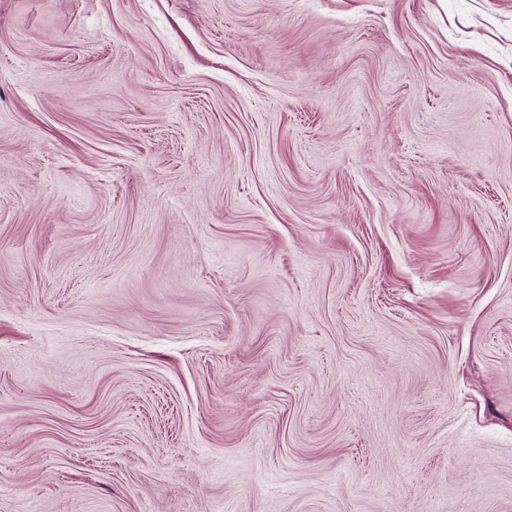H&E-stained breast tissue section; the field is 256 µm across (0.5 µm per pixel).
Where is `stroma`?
Returning a JSON list of instances; mask_svg holds the SVG:
<instances>
[{"label": "stroma", "instance_id": "obj_1", "mask_svg": "<svg viewBox=\"0 0 512 512\" xmlns=\"http://www.w3.org/2000/svg\"><path fill=\"white\" fill-rule=\"evenodd\" d=\"M0 512H512V0H0Z\"/></svg>", "mask_w": 512, "mask_h": 512}]
</instances>
